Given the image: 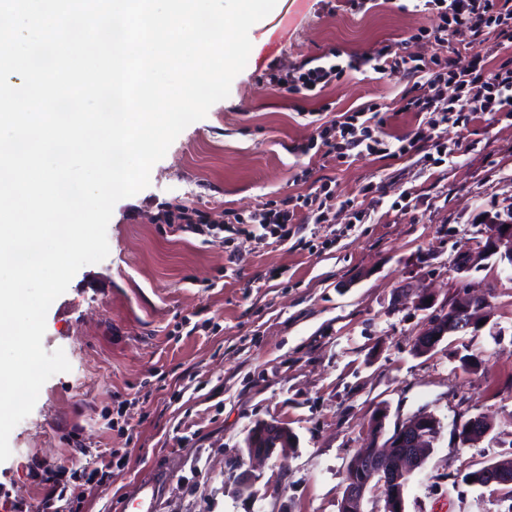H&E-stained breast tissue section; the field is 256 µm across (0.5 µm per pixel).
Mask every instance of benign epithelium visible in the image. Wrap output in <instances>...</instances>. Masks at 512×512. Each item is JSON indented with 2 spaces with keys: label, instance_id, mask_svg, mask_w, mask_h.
Returning a JSON list of instances; mask_svg holds the SVG:
<instances>
[{
  "label": "benign epithelium",
  "instance_id": "7a95c632",
  "mask_svg": "<svg viewBox=\"0 0 512 512\" xmlns=\"http://www.w3.org/2000/svg\"><path fill=\"white\" fill-rule=\"evenodd\" d=\"M494 255L504 268L512 270V224L506 229L498 218L489 222L485 239L455 257L454 267L459 273L467 272L479 261ZM488 307L489 294L485 290H472L458 297L418 338V352H430L448 335L467 334L480 321L489 319ZM386 418V408H378L371 422L369 447L349 463L339 512H364L362 502L371 490L380 492L379 506L374 512H405V489L413 473L423 464L424 455L437 440L440 421L431 413H417L398 425L381 446L379 438ZM490 431L491 426L484 418L475 416L458 430V437L462 443L472 444ZM280 436L288 440L284 449L294 446L296 438L287 427L268 421L257 422L245 441L248 455L252 458L270 457L276 451L275 444ZM467 477L474 478V485L512 486V461L490 463Z\"/></svg>",
  "mask_w": 512,
  "mask_h": 512
}]
</instances>
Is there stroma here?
I'll use <instances>...</instances> for the list:
<instances>
[{
  "instance_id": "obj_1",
  "label": "stroma",
  "mask_w": 512,
  "mask_h": 512,
  "mask_svg": "<svg viewBox=\"0 0 512 512\" xmlns=\"http://www.w3.org/2000/svg\"><path fill=\"white\" fill-rule=\"evenodd\" d=\"M438 23L392 0L365 14L342 0H277L251 27L255 56L229 97L175 139L147 188L117 202L108 256L49 308L43 346L63 349L71 369L44 383L10 434L0 512H39L44 468L79 470L103 452L109 474L77 488L69 512H113L151 473L162 476L153 512H338L347 465L380 407L387 436L421 411L441 422L405 512H512L503 487L462 480L512 458V273L492 258L464 273L452 266L487 215L512 202V116L449 125V162L427 160L424 144L326 166L292 151L316 135L314 102L278 89L288 66L332 48L363 53L406 38L409 52L430 56L435 44L415 34ZM406 85L352 72L322 100L332 117L390 107L386 131L402 137L422 120L399 109ZM323 185L335 223L293 225L283 243L244 224L220 229L229 215ZM180 204L217 230L162 223ZM484 284L488 323L417 353L431 319ZM423 288L434 299L426 310L415 305ZM479 414L491 433L461 444L456 428ZM260 421L288 426L295 448L254 464L245 439Z\"/></svg>"
}]
</instances>
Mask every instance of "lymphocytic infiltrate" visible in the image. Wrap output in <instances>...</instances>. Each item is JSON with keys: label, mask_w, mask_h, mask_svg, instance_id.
<instances>
[{"label": "lymphocytic infiltrate", "mask_w": 512, "mask_h": 512, "mask_svg": "<svg viewBox=\"0 0 512 512\" xmlns=\"http://www.w3.org/2000/svg\"><path fill=\"white\" fill-rule=\"evenodd\" d=\"M436 8L441 24L436 30H420V37L433 38L441 47L449 38L466 36L471 49L465 67L439 52L430 57L414 56L405 41L377 45L371 51L348 56L332 50L320 55L317 65H297L281 76L279 88L291 95L320 101L325 88L352 71L373 70L379 74L403 75L411 85L404 93L403 111L419 112L422 122L413 134L415 142L431 143L438 157L449 154L438 130L453 122L466 123L474 112L512 113V60L488 72L491 58L506 43H512V0H413L412 9L425 12ZM387 123L380 105H367L319 124L317 137L325 162L344 163L347 159L375 152ZM325 203L315 196L288 197L267 204L246 221L263 231L287 239L289 225L328 222Z\"/></svg>", "instance_id": "f902f5d3"}]
</instances>
